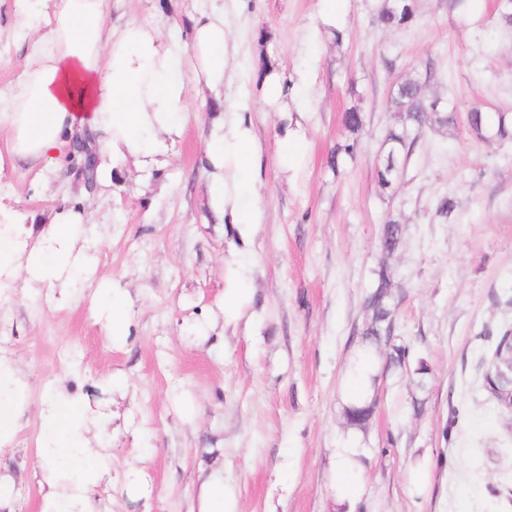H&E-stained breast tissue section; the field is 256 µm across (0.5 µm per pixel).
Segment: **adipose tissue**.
<instances>
[{"label":"adipose tissue","instance_id":"adipose-tissue-1","mask_svg":"<svg viewBox=\"0 0 512 512\" xmlns=\"http://www.w3.org/2000/svg\"><path fill=\"white\" fill-rule=\"evenodd\" d=\"M14 28L29 38L16 78L0 86V128L16 162L61 165L78 135L94 137L95 156L143 157L182 125L190 85L219 91L236 64L229 52L224 6L200 14L193 29L195 65L158 30L137 22L112 27L111 0H17ZM224 133L205 140L203 158L214 190L212 206L228 224H254L258 207L239 203L250 186L257 148L233 111ZM84 213L56 209L39 236L13 209L0 206V287L25 272L32 288L53 287L85 260ZM41 417L45 461L42 512H98L90 490L112 472V457L92 447L91 423L77 398L49 384Z\"/></svg>","mask_w":512,"mask_h":512}]
</instances>
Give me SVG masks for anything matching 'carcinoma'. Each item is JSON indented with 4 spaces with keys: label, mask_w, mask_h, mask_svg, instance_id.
Returning <instances> with one entry per match:
<instances>
[{
    "label": "carcinoma",
    "mask_w": 512,
    "mask_h": 512,
    "mask_svg": "<svg viewBox=\"0 0 512 512\" xmlns=\"http://www.w3.org/2000/svg\"><path fill=\"white\" fill-rule=\"evenodd\" d=\"M414 17L413 0H393L384 5L378 19L386 27H401L408 24ZM390 106L404 114V125L400 129H391L385 139L387 148L379 158L376 167L378 185L389 190L400 180V163L408 160L410 153L422 131L433 125L444 123V100L431 93L427 80L418 75L408 78L399 87L396 95L390 99ZM467 122L471 132L481 141L495 139H512V121L503 112L492 118L479 108L467 114ZM402 227L389 220L382 229L381 241L390 250H395L401 240ZM391 288L390 276L386 266H381L377 273V286L370 296L373 306L372 322L368 324L363 336L371 341L388 335L394 326L391 309L386 304L388 289ZM373 412L372 405L364 396H357L347 411V420L353 426L362 427Z\"/></svg>",
    "instance_id": "carcinoma-1"
}]
</instances>
